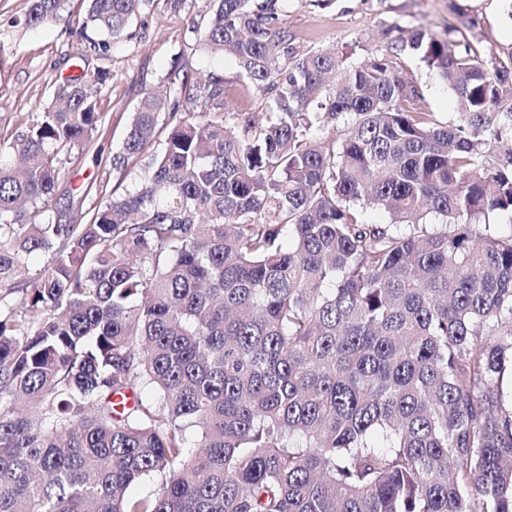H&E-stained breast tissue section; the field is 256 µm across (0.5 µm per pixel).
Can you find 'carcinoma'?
<instances>
[{
    "label": "carcinoma",
    "instance_id": "carcinoma-1",
    "mask_svg": "<svg viewBox=\"0 0 512 512\" xmlns=\"http://www.w3.org/2000/svg\"><path fill=\"white\" fill-rule=\"evenodd\" d=\"M65 2L30 0L23 27L68 21ZM146 2L88 0L83 26L117 43ZM281 2L206 0L190 26L273 112L178 118L171 95L224 81L171 72L104 162L149 157L133 193L46 209L106 71L0 139V512H512V236L486 222L512 217V62L388 26L345 67ZM404 57L454 92L452 121L409 110Z\"/></svg>",
    "mask_w": 512,
    "mask_h": 512
}]
</instances>
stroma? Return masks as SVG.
Returning a JSON list of instances; mask_svg holds the SVG:
<instances>
[{
    "mask_svg": "<svg viewBox=\"0 0 512 512\" xmlns=\"http://www.w3.org/2000/svg\"><path fill=\"white\" fill-rule=\"evenodd\" d=\"M283 14L305 47L335 52L347 66L379 50L377 34L390 25L406 33L421 28L438 36L453 26L458 39L483 56L504 59L512 53V0H334L325 8L314 0H284ZM203 16L198 0L193 5L188 0H148L121 41L106 52L98 49L104 33L92 27L82 35L62 23L14 28L0 50V129L20 128L22 116L46 101L67 77L108 71L99 107L105 120L91 146L68 167L63 187L76 196L99 180L107 181L118 195L136 189L140 167L107 174L97 156L120 147L136 105L145 93L161 88L171 71L222 78L223 95L203 105L202 112L207 117L223 115L227 125L240 127L272 110L270 96L255 93L234 58L195 47L190 21ZM401 67L423 92L422 111L434 113L443 123L453 120L454 93L436 71L412 58L404 59Z\"/></svg>",
    "mask_w": 512,
    "mask_h": 512,
    "instance_id": "35a3bbf8",
    "label": "stroma"
}]
</instances>
